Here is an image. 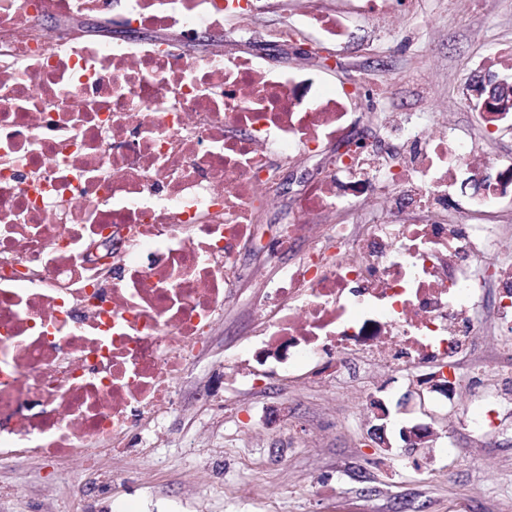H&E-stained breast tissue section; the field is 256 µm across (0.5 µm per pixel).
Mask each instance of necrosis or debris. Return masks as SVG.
Returning <instances> with one entry per match:
<instances>
[{"label": "necrosis or debris", "mask_w": 512, "mask_h": 512, "mask_svg": "<svg viewBox=\"0 0 512 512\" xmlns=\"http://www.w3.org/2000/svg\"><path fill=\"white\" fill-rule=\"evenodd\" d=\"M121 10L154 41L71 37L43 16L111 21ZM261 0H0V458L51 462L103 451L144 430L169 434L174 386L223 323L237 256L255 237L254 186L274 159L310 153L350 127L348 96L314 74L270 68L180 39L258 19ZM277 33L342 46L344 16L301 0ZM428 138L392 113L384 135L417 142L383 175L372 142L330 160L277 239L306 242L254 307L252 344L283 372L333 378L364 357L412 370L449 358L482 330L487 277L512 325V265L494 224L462 227L448 191L478 183L475 210L512 199V162L473 152L447 113ZM426 224L335 222L359 201L388 204L387 183Z\"/></svg>", "instance_id": "necrosis-or-debris-1"}]
</instances>
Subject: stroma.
<instances>
[{"label":"stroma","mask_w":512,"mask_h":512,"mask_svg":"<svg viewBox=\"0 0 512 512\" xmlns=\"http://www.w3.org/2000/svg\"><path fill=\"white\" fill-rule=\"evenodd\" d=\"M344 13L351 43L331 48L334 66L305 54L310 37L281 43L284 0H269L263 35L250 21L227 41L235 53L259 57L273 68H302L353 96V132L376 139L387 113L416 118L447 112L476 153L512 159V129L486 134L465 95L480 61L512 48V0H417L373 19L355 13L352 0H322ZM317 157L280 164L282 190L258 192L256 242L237 258L235 299L208 353L179 381L169 418L171 437L143 448L137 437L113 447L98 472L79 457L59 466L39 459L0 460V512H110L109 497L141 502L142 512H512V334L495 335L496 290L487 286L475 316L485 327L456 359L477 381L452 396L414 397L419 378L365 361L352 362L333 381L293 384L272 364L259 366L258 386L230 383L227 359L252 334L254 299L289 262L278 254V230L296 213ZM501 395L495 426L475 434L469 426L479 396ZM390 412L389 449L375 447L373 400ZM430 421L428 447L406 453L400 430ZM119 483L105 489L107 475Z\"/></svg>","instance_id":"stroma-1"}]
</instances>
